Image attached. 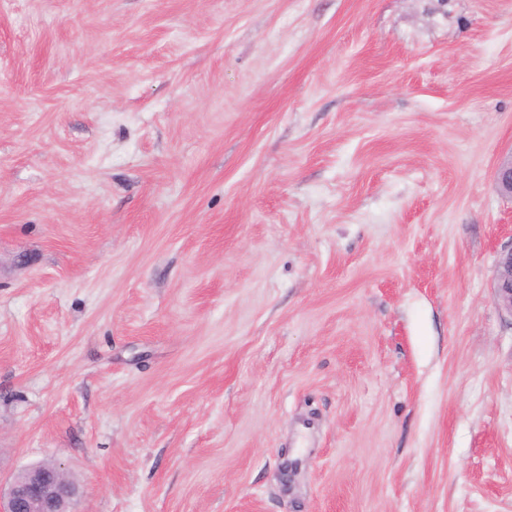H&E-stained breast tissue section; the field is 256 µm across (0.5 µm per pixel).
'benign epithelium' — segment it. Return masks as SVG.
<instances>
[{"instance_id": "1", "label": "benign epithelium", "mask_w": 512, "mask_h": 512, "mask_svg": "<svg viewBox=\"0 0 512 512\" xmlns=\"http://www.w3.org/2000/svg\"><path fill=\"white\" fill-rule=\"evenodd\" d=\"M494 181L500 194L512 200V154L501 158ZM493 288L499 308L512 315V245L497 256ZM75 494V485L61 467L33 469L24 479L12 478L7 491H0V512H66Z\"/></svg>"}]
</instances>
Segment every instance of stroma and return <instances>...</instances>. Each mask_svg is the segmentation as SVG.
Returning <instances> with one entry per match:
<instances>
[{
  "label": "stroma",
  "mask_w": 512,
  "mask_h": 512,
  "mask_svg": "<svg viewBox=\"0 0 512 512\" xmlns=\"http://www.w3.org/2000/svg\"><path fill=\"white\" fill-rule=\"evenodd\" d=\"M512 0H0V480L70 512H512ZM494 181L500 194L512 200V153L499 161L494 171ZM493 288L495 300L499 308L512 315V242L497 256ZM75 494V485L60 466L33 469L25 479L15 475L5 493L0 486V511L65 512Z\"/></svg>",
  "instance_id": "1"
}]
</instances>
